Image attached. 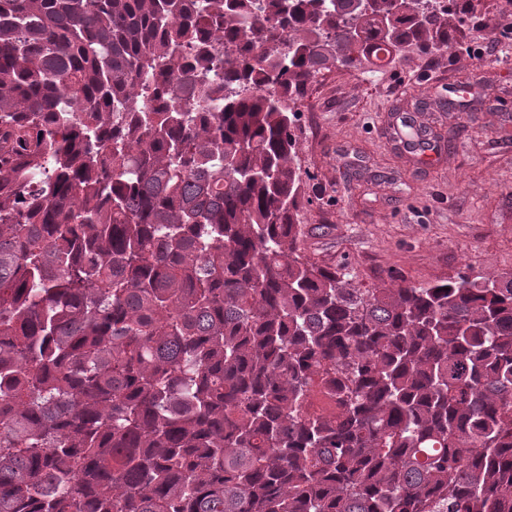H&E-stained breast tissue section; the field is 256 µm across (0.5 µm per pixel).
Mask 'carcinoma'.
Masks as SVG:
<instances>
[{
    "instance_id": "cac0c4a2",
    "label": "carcinoma",
    "mask_w": 512,
    "mask_h": 512,
    "mask_svg": "<svg viewBox=\"0 0 512 512\" xmlns=\"http://www.w3.org/2000/svg\"><path fill=\"white\" fill-rule=\"evenodd\" d=\"M426 2L0 0V512H512V271L298 220L295 104L448 52Z\"/></svg>"
}]
</instances>
